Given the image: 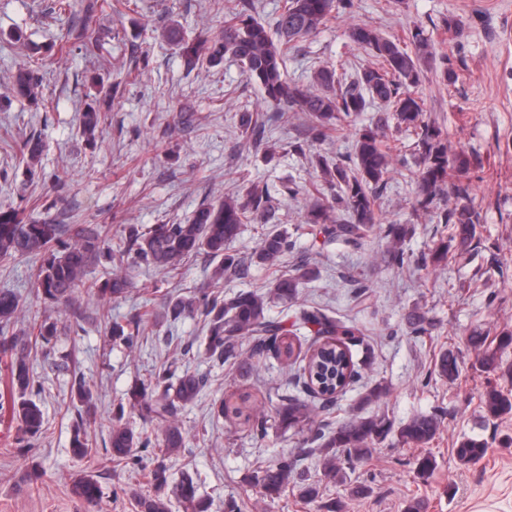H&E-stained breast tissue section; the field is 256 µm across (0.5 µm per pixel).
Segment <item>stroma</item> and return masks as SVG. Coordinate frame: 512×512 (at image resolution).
<instances>
[{"label":"stroma","instance_id":"obj_1","mask_svg":"<svg viewBox=\"0 0 512 512\" xmlns=\"http://www.w3.org/2000/svg\"><path fill=\"white\" fill-rule=\"evenodd\" d=\"M138 2V11L126 15H99L92 29L111 62L102 75L112 86V106L103 134L91 144L79 130L80 112L96 94L91 60L78 51L64 58L51 52L61 28L44 14L51 0H0V207L20 208L58 224H105L115 230L123 223L185 222L199 205L247 183L274 190L294 182L300 195L277 199L278 222L294 241L283 266L292 268L305 258L319 271L317 279L302 286L298 303L328 309L367 331L366 347L352 349L360 364L357 376L333 402L318 404L316 425L333 428L355 416L383 414L398 427L415 415L434 413L440 430L424 450L388 436L367 457L342 462V481L325 480L313 431L272 430L259 439L242 420L217 412L220 401L232 403L243 395L258 404L279 390L302 393L301 363L287 365L269 353L252 356L248 338L242 355L250 366L209 359L207 331L192 317L160 328L146 326L132 350L108 332L105 316L119 319L146 305L160 307L164 293L187 295L206 287L210 257L191 258L176 274L124 263L131 283L126 298L104 305L78 293L75 303L86 315L78 326L37 298L40 258L0 261V289L16 292L26 310L59 322L57 336L30 358L46 420L32 455L17 452L18 423L0 413V512H138L130 491L151 493L143 470L152 464V449H139L140 471L106 470L98 459L74 457L71 386L79 373L91 388L101 441L104 425L118 404L127 402L131 386L149 380L165 362L176 372L207 379L198 400L178 415L186 448L167 465L170 484L183 473L193 476L199 496L211 501V512H327L335 501L343 502L344 512H405L413 500L423 501L424 512H512V445L503 443L512 436V417H488L481 401L487 383L512 390V377L481 373L467 345L477 331L492 337L512 331V0H354L350 15L331 20L285 59L286 78L305 83L322 67L351 76L373 65V57L349 40L350 25L374 26L400 41L414 30L428 38L434 57L415 92L447 138L449 152L469 156L472 198L480 212L477 248L428 268L420 265V257L448 240L450 229L416 209L413 134L389 131L409 164L395 168L377 201L384 222L412 225L404 248L413 263L400 268L385 262L386 243L374 236L359 246L313 240L304 192L316 180V157L344 158L352 150V135L316 152L282 151L267 158L238 128L239 113L266 110L259 87L247 81L239 64L228 60L190 71L160 40L163 27L174 20L191 35L218 34L223 17L210 13L206 0ZM19 29L35 53L15 44ZM26 63L43 74L46 105L18 98L12 90L15 70ZM447 65L455 73L451 83L442 76ZM186 110L193 114L189 125L180 118ZM32 134L45 149L30 169L18 144ZM265 230L262 224L243 225L230 243L243 266L240 276L225 283V291L260 290L274 278V271L251 260ZM359 282L371 295L364 305L356 300ZM413 309L428 319L427 335L411 334L406 315ZM448 348L459 353L460 376L452 383L436 368ZM379 384L385 394L363 403L365 393ZM464 437L487 442L486 455L460 462L455 446ZM426 453L435 467L422 478L416 461ZM283 458L292 461L294 476L318 482L316 501L301 500L293 483L278 498L264 496L254 476ZM35 465L44 473L36 491L26 482ZM87 474L95 476L102 491L94 505L70 493L72 483ZM360 484L369 487V494L350 497L351 487Z\"/></svg>","mask_w":512,"mask_h":512}]
</instances>
